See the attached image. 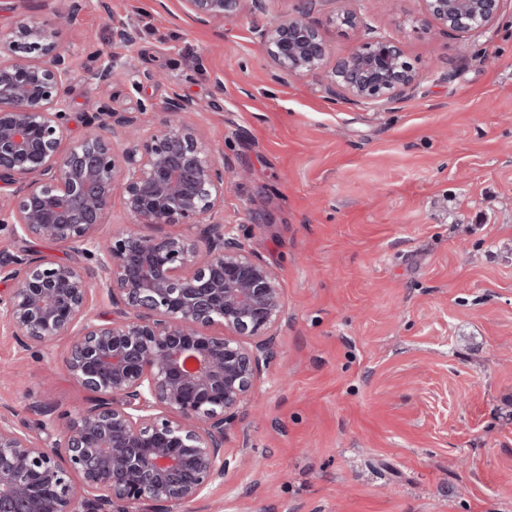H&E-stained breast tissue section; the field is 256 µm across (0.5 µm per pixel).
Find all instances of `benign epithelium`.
Returning <instances> with one entry per match:
<instances>
[{"label":"benign epithelium","instance_id":"benign-epithelium-1","mask_svg":"<svg viewBox=\"0 0 512 512\" xmlns=\"http://www.w3.org/2000/svg\"><path fill=\"white\" fill-rule=\"evenodd\" d=\"M246 0H184L204 23L240 14ZM258 29L276 77L322 74L328 92L390 102L420 84L400 45L367 30L327 65L312 18L323 0ZM405 21L462 38L488 29L502 0H419ZM328 22L358 30L348 0ZM47 28L21 22L0 38V228L13 237L72 244L82 262H55L0 250L11 288L0 322L20 344L72 338L65 367L89 394L63 424L46 405L42 424L59 430L48 448L0 416V512L167 510L201 497L224 477V439L273 358L272 331L285 317L276 272L246 250L224 212L226 170L175 96L168 118L144 127L105 103L68 149L72 64ZM39 52L40 58L31 57ZM123 190L133 224H193L196 238L100 235L112 195ZM107 297L115 317L92 312Z\"/></svg>","mask_w":512,"mask_h":512}]
</instances>
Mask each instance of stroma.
<instances>
[{
  "mask_svg": "<svg viewBox=\"0 0 512 512\" xmlns=\"http://www.w3.org/2000/svg\"><path fill=\"white\" fill-rule=\"evenodd\" d=\"M56 26L43 0H0V36L52 29L73 62L64 145L102 102L180 94L224 163V221L278 273L286 317L257 387L240 407L226 467L174 512H512V0L485 31L460 38L404 23L417 0H359L419 72L398 100L329 99L320 79L276 80L254 27L295 0L197 22L182 0H79ZM132 20L136 43L112 35ZM132 63L110 83L95 53ZM194 236L188 224H131L121 194L102 234ZM76 261L69 245L14 238L0 247ZM69 341L22 349L0 323V415L45 446L37 409L74 413L87 393L69 376Z\"/></svg>",
  "mask_w": 512,
  "mask_h": 512,
  "instance_id": "stroma-1",
  "label": "stroma"
}]
</instances>
